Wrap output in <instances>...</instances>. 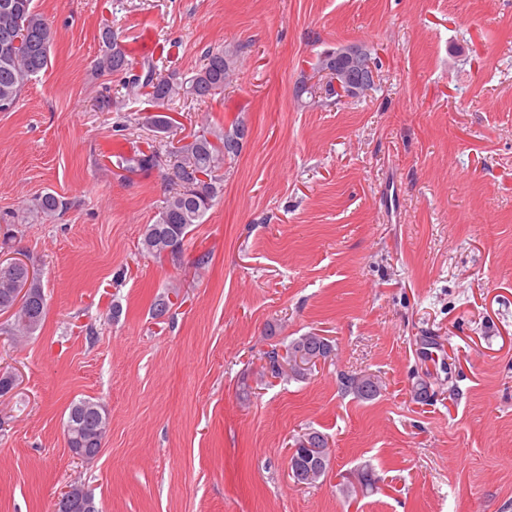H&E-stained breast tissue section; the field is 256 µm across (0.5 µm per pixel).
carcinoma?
Returning <instances> with one entry per match:
<instances>
[{
	"mask_svg": "<svg viewBox=\"0 0 512 512\" xmlns=\"http://www.w3.org/2000/svg\"><path fill=\"white\" fill-rule=\"evenodd\" d=\"M54 42L51 23L36 9L34 0H0V108L14 109L20 101L25 86L50 64V52ZM100 54L96 62L98 71L117 77L118 90L114 95L103 94L97 99L96 107L101 112L121 110L124 102L141 95L160 112L145 117L146 124L158 133L170 134L173 119L162 110L176 100L204 102L224 92V84L234 69L231 55L224 48L208 51L202 67L186 79L171 72L164 75L149 57L129 58L121 39L105 27L99 36ZM349 50L340 45L334 50L321 53L314 63V72L325 76L326 82L310 84L299 82L294 87L298 100L307 96L311 101H324L339 97L335 83H346V75L334 66L336 56ZM247 135V128L241 123L224 133L194 134L182 138L168 151L173 162L167 165L163 174L168 190L153 223L145 225L142 232L141 250L154 258H177L182 253L190 227L205 222L213 200L224 190L218 171L224 168L226 160L239 152L240 144ZM119 168L127 172H145L161 166L159 150L148 153L135 151L129 155H116ZM70 202L55 192H46L36 199L35 209L46 217H53L66 210ZM179 296V289L172 286L156 295L152 313L165 308L170 310L174 303L171 296ZM46 296L43 281L37 270L20 260H14L12 268H0V312L10 314L7 334L16 340L35 335L42 327L46 316ZM289 355L331 359L336 356L335 344L330 339L311 332L298 336L283 348L272 346L263 352L262 375L281 380L302 381L312 374L300 372L281 363L279 351ZM341 390L361 401H371L380 396L385 384L374 373L340 374ZM110 429L109 416L103 405L92 399L81 398L70 404L64 435L68 447L80 448L86 459L97 456ZM90 493L84 485L74 487L72 500L65 512H99L98 508L85 507Z\"/></svg>",
	"mask_w": 512,
	"mask_h": 512,
	"instance_id": "1",
	"label": "carcinoma"
}]
</instances>
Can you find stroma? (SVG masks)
<instances>
[{
	"mask_svg": "<svg viewBox=\"0 0 512 512\" xmlns=\"http://www.w3.org/2000/svg\"><path fill=\"white\" fill-rule=\"evenodd\" d=\"M51 63L0 112V239L41 275L43 328L2 329L0 512H52L70 483L100 512H512V0H34ZM111 27L132 55L190 77L236 58L222 94L176 101L174 138L243 122L224 193L183 253L140 251L165 195L161 170L113 155L158 145L96 99ZM367 46L376 87L297 100L318 54ZM53 191L71 209H33ZM206 267H198L200 255ZM180 297L168 318L155 296ZM308 332L336 345L304 381L262 376L270 345ZM386 384L361 402L338 375ZM430 396L414 398L419 382ZM100 402L94 459L64 436L70 403ZM327 436L333 469L297 485L287 453ZM370 470L373 492L337 485Z\"/></svg>",
	"mask_w": 512,
	"mask_h": 512,
	"instance_id": "obj_1",
	"label": "stroma"
}]
</instances>
